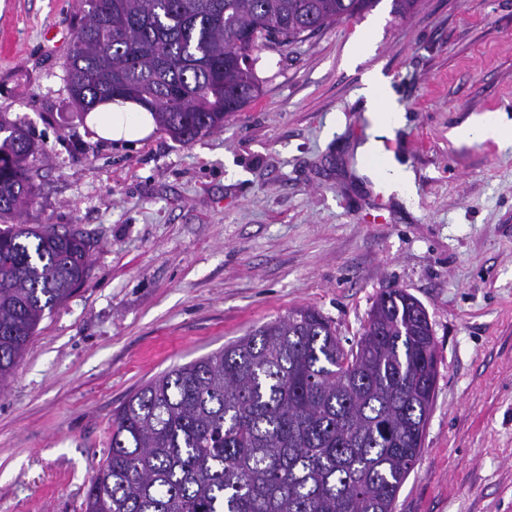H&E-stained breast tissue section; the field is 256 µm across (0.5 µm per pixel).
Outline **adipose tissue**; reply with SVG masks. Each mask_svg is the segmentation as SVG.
<instances>
[{
    "instance_id": "1",
    "label": "adipose tissue",
    "mask_w": 512,
    "mask_h": 512,
    "mask_svg": "<svg viewBox=\"0 0 512 512\" xmlns=\"http://www.w3.org/2000/svg\"><path fill=\"white\" fill-rule=\"evenodd\" d=\"M362 93L369 109L373 133L362 152L366 157L378 159L379 176L392 190L401 194L411 193L413 181L410 172L383 158L381 137L401 121L400 112L390 102L384 79L377 73H367L363 77ZM90 120L101 137L116 141L144 138L155 127L151 114L129 101L102 106L91 113Z\"/></svg>"
}]
</instances>
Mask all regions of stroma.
Wrapping results in <instances>:
<instances>
[{"mask_svg":"<svg viewBox=\"0 0 512 512\" xmlns=\"http://www.w3.org/2000/svg\"><path fill=\"white\" fill-rule=\"evenodd\" d=\"M81 0H0V115L23 123L37 196L21 210L92 244L91 275L41 320L0 391V512H84L112 412L154 376L300 306L355 342L380 293L425 308L436 342L424 446L395 512H512V0H422L258 53L260 96L192 144L98 135L69 97ZM53 30L55 39L45 37ZM401 123L362 146L365 72ZM362 94L372 121L373 137L361 148L363 154L369 158L379 160V177L394 191L400 194H409L413 190V181L410 172L403 167L387 161L382 152V140L375 136L385 135L389 130L398 126L401 113L391 104L386 91L385 80L376 72H369L363 77ZM499 112H485L457 130L459 137L476 142L512 139V122L506 123Z\"/></svg>","mask_w":512,"mask_h":512,"instance_id":"obj_1","label":"stroma"}]
</instances>
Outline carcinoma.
I'll use <instances>...</instances> for the list:
<instances>
[{
	"label": "carcinoma",
	"mask_w": 512,
	"mask_h": 512,
	"mask_svg": "<svg viewBox=\"0 0 512 512\" xmlns=\"http://www.w3.org/2000/svg\"><path fill=\"white\" fill-rule=\"evenodd\" d=\"M381 0H85L66 61L83 112L131 100L184 145L254 101L252 54L372 11ZM420 0H391L405 19ZM36 144L0 117V389L45 312L90 274V242L16 222L34 202ZM402 289L345 349L300 307L163 372L112 413L85 512H395L422 451L435 340Z\"/></svg>",
	"instance_id": "obj_1"
}]
</instances>
